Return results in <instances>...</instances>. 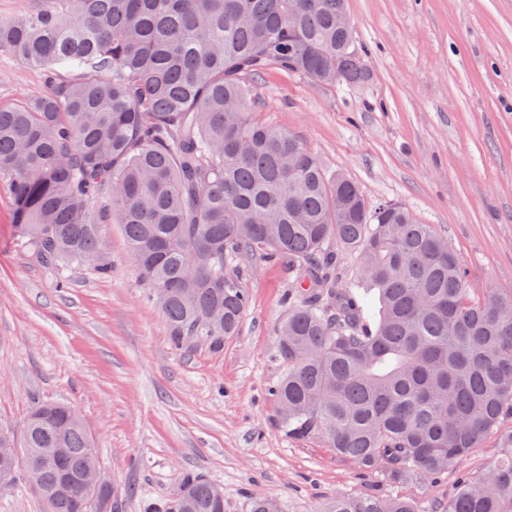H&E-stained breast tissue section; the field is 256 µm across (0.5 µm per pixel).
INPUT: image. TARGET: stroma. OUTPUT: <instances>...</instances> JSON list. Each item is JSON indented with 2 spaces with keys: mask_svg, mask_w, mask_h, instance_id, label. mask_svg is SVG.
<instances>
[{
  "mask_svg": "<svg viewBox=\"0 0 512 512\" xmlns=\"http://www.w3.org/2000/svg\"><path fill=\"white\" fill-rule=\"evenodd\" d=\"M365 83L326 87L278 68L250 81L256 116L300 136L367 203L405 204L455 249L473 287L512 289V0H347ZM44 88L41 70L0 54V101ZM109 275L65 273L26 249L0 186V426L20 430L41 401L83 416L112 481V512H148L183 474L251 498L322 512L336 493L389 492L446 512L457 475L390 484L323 440H296L271 394L285 365L287 265L253 250L228 270L250 295L220 350L175 347L142 285L121 225H106ZM0 512H48L23 474L0 481Z\"/></svg>",
  "mask_w": 512,
  "mask_h": 512,
  "instance_id": "1",
  "label": "stroma"
}]
</instances>
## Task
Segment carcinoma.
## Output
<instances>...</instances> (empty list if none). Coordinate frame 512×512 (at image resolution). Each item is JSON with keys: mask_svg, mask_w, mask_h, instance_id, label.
Wrapping results in <instances>:
<instances>
[{"mask_svg": "<svg viewBox=\"0 0 512 512\" xmlns=\"http://www.w3.org/2000/svg\"><path fill=\"white\" fill-rule=\"evenodd\" d=\"M0 17V53L49 70L33 99L0 104V185L42 262L99 259L121 224L176 346L224 347L249 295L224 273L248 249L288 260L273 386L289 437L320 438L390 482L459 476L447 512H512V291L472 287L455 250L400 202L369 205L292 132L258 121L247 77L270 66L358 84L365 52L337 19L346 0H37ZM60 70H75L65 79ZM360 256L338 280L336 249ZM497 454L465 463L490 433ZM49 512H112L91 486L99 452L73 407L42 402L0 427V472ZM185 474L151 512H224ZM326 512H434L390 494H338Z\"/></svg>", "mask_w": 512, "mask_h": 512, "instance_id": "cac0c4a2", "label": "carcinoma"}]
</instances>
